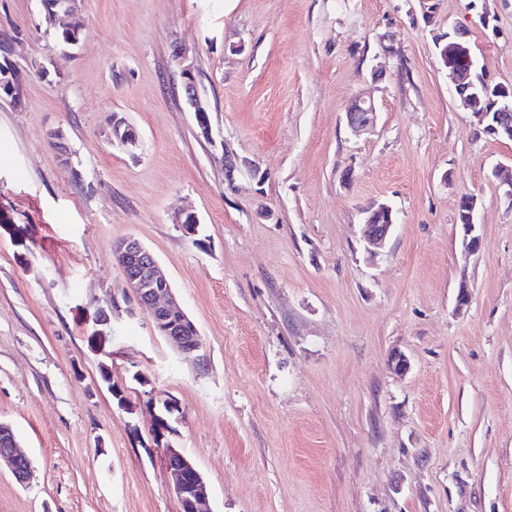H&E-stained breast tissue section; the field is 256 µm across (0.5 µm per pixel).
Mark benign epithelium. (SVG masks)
Listing matches in <instances>:
<instances>
[{"label": "benign epithelium", "instance_id": "7a95c632", "mask_svg": "<svg viewBox=\"0 0 512 512\" xmlns=\"http://www.w3.org/2000/svg\"><path fill=\"white\" fill-rule=\"evenodd\" d=\"M441 56L444 68L448 70V80L454 87L469 81L474 75L483 76L472 57L465 34L457 33V39L447 45ZM175 58L181 67L185 103L194 113L200 134L208 138L211 136V127L207 119V105L198 87L189 52L180 48L175 52ZM2 88L7 89L15 98L22 96L23 80L18 68L13 66L0 71V89ZM495 94L497 99L494 100V105L498 106V111L493 117L488 112L473 111L471 97L460 94L458 98L472 111V116L483 127L484 133L499 140L512 141V85H497ZM345 118L348 127L355 133L373 128L377 120L373 100L362 95L356 96L348 105ZM109 140L113 144L134 147L138 143L139 135L124 118L114 114ZM476 204L475 197L465 196L459 205V210L467 217V223L462 228L463 245L469 252L476 251L479 245V238L474 235ZM381 212L390 216L393 209L386 203H379L365 211L362 235L371 252L385 244L394 226L392 221L386 224L373 223L374 216ZM113 251L120 258V266L133 289L138 305L149 310L155 331L183 356L189 357L198 352L201 348L199 330L176 301L171 284L153 253L134 237L114 245ZM161 421L162 416H156V447L160 450L170 478L171 490L180 503L181 512H202V505L209 494L208 485L197 466L166 438L168 429L161 426ZM1 445L5 447V451L0 454V465H5L19 483H26L33 472L32 462L21 451L12 428L3 422H0Z\"/></svg>", "mask_w": 512, "mask_h": 512}]
</instances>
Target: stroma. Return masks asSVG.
<instances>
[{
	"mask_svg": "<svg viewBox=\"0 0 512 512\" xmlns=\"http://www.w3.org/2000/svg\"><path fill=\"white\" fill-rule=\"evenodd\" d=\"M432 2L78 0L72 46L41 0H0L26 77L0 101V421L33 461L24 484L0 470V512H181L155 397L179 407L171 440L209 512H512V198L494 175L512 142L461 106L434 44L465 29L512 85V0ZM358 94L377 108L361 135ZM116 115L136 149L109 144ZM379 202L397 221L372 255ZM128 237L166 271L197 357L135 302L113 258ZM174 56L181 67L185 103L190 111L194 113L200 134L204 138H209L211 136V127L206 116L208 113L207 105L198 87L194 65L189 59V52L185 48H179ZM345 118L348 127L354 133L373 128L377 120V111L373 100L363 95L356 96L348 105ZM476 204L477 199L474 196H465L462 198L459 205V210L462 211L467 217L466 224V219H464L462 214H459L458 224H462L464 232V237L462 241L464 248L469 252L476 251L479 245V238L476 235H474L477 225L475 221ZM381 212L388 215V224H386L387 218L385 215H379L377 217V222L379 224H373L372 221L374 216ZM392 213L393 209L386 203L374 204L365 211L366 216L365 224H362V235L370 252L381 248L389 237L391 230L395 225L392 221Z\"/></svg>",
	"mask_w": 512,
	"mask_h": 512,
	"instance_id": "obj_1",
	"label": "stroma"
}]
</instances>
